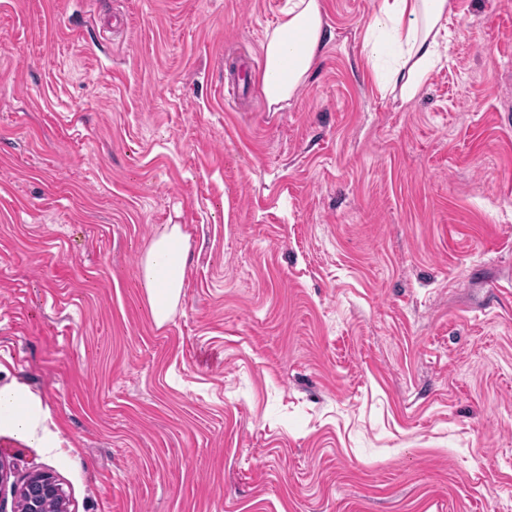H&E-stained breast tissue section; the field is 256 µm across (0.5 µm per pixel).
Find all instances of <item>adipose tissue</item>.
Returning <instances> with one entry per match:
<instances>
[{"instance_id": "adipose-tissue-1", "label": "adipose tissue", "mask_w": 512, "mask_h": 512, "mask_svg": "<svg viewBox=\"0 0 512 512\" xmlns=\"http://www.w3.org/2000/svg\"><path fill=\"white\" fill-rule=\"evenodd\" d=\"M453 11L452 0H381L364 36L381 89L399 91L406 103L417 97L441 60V31ZM331 37L320 0H287L263 44L260 82L269 108L292 99ZM187 256L188 237L177 224L163 226L142 256L140 287L156 327L169 321L181 298ZM48 417V407L26 386H0V431L37 448H56L59 435L47 427Z\"/></svg>"}]
</instances>
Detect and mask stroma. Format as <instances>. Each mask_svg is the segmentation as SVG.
<instances>
[{"label": "stroma", "instance_id": "obj_1", "mask_svg": "<svg viewBox=\"0 0 512 512\" xmlns=\"http://www.w3.org/2000/svg\"><path fill=\"white\" fill-rule=\"evenodd\" d=\"M269 111L286 0H0V433L70 512L512 507V0H455L414 101L363 48L380 0ZM166 224L185 288H138ZM188 236L177 224H166L154 236L140 264V287L157 328L175 310L184 288ZM49 408L26 386H0V433L8 431L16 439L36 448H60L58 432L46 425Z\"/></svg>", "mask_w": 512, "mask_h": 512}]
</instances>
